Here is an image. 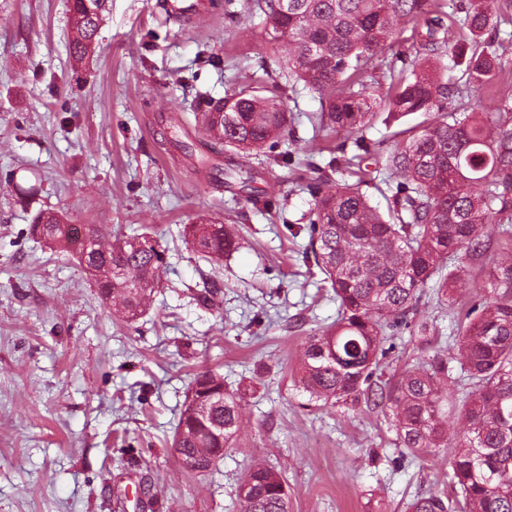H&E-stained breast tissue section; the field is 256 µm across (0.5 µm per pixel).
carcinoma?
Masks as SVG:
<instances>
[{
  "instance_id": "1",
  "label": "carcinoma",
  "mask_w": 512,
  "mask_h": 512,
  "mask_svg": "<svg viewBox=\"0 0 512 512\" xmlns=\"http://www.w3.org/2000/svg\"><path fill=\"white\" fill-rule=\"evenodd\" d=\"M423 2L245 0L249 13L263 17L286 81L302 82L326 101L323 127L355 138V158L376 157L395 180L385 213L361 191V169L355 184H336L325 174L308 185L315 219L301 228L308 238L304 258L324 275L339 316L307 338L298 384L310 403L389 404L396 447L415 457L451 449L448 478L463 512H512V256L492 262L477 291V315L457 325L459 371L475 386L471 394L449 392L452 367L438 355L394 378L378 374L396 337L429 331L415 320L426 289L448 303V290L465 281L466 263L485 257L492 235L512 241V113L477 111L483 95L498 91L506 69L494 49L500 29L488 0H469L453 28L440 4L426 10ZM107 6L108 0H70L69 50L76 60L92 53ZM408 24L417 35L413 58L378 107L396 118L421 112L425 120L395 133L381 153L364 138L376 113L362 74ZM224 106L221 112L214 100L198 98L195 118L211 143L278 161L277 148L292 135L279 84L243 87ZM30 230L81 266L112 270V277L93 280L104 299H119V319L131 324L145 313L165 264L151 233L137 234L145 248L117 239L108 252L87 258L85 241L103 236L94 224L80 231L64 214L42 210ZM186 234L210 261L240 245L234 225L216 219L190 224ZM248 398L249 388L228 387L215 371L196 374L187 399L208 412L180 414L172 447L199 456L198 473L212 472L234 446ZM457 412L466 428L450 439L448 418ZM235 496L239 512H289L288 482L274 467L247 468ZM451 508L435 493L410 504L411 512Z\"/></svg>"
}]
</instances>
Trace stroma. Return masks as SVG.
Masks as SVG:
<instances>
[{
	"label": "stroma",
	"instance_id": "35a3bbf8",
	"mask_svg": "<svg viewBox=\"0 0 512 512\" xmlns=\"http://www.w3.org/2000/svg\"><path fill=\"white\" fill-rule=\"evenodd\" d=\"M164 2L110 0L94 53L78 63L68 0H0V512H237L236 484L255 462L283 471L291 512H406L449 492L445 456L399 460L387 410L318 409L294 383L307 336L338 306L303 262L306 235L286 227L312 220L307 185L344 134L320 130L321 99L300 87L283 92L288 165L210 149L196 94L269 83L278 54L243 0L185 22ZM411 45L404 31L378 53L364 76L372 90H387ZM263 189L279 211L251 202ZM43 209L115 235L152 228L166 263L136 323L113 318L73 256L30 234ZM202 215L240 227V248L217 270L183 235ZM213 278L223 288L205 307L198 295ZM481 278L473 262L451 308L423 297L434 336L397 339L383 374L457 357L456 325ZM204 368L255 393L234 448L200 475L183 468L172 436Z\"/></svg>",
	"mask_w": 512,
	"mask_h": 512
}]
</instances>
